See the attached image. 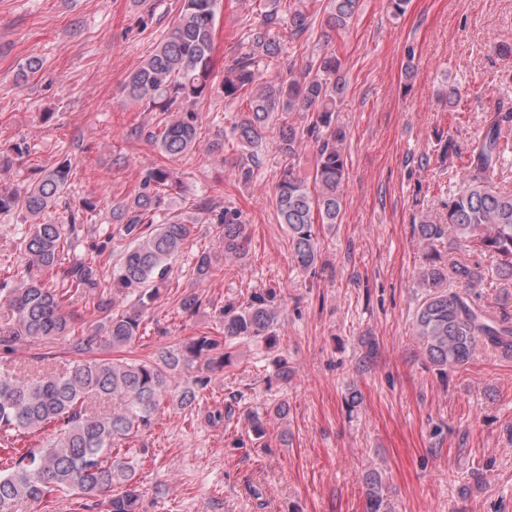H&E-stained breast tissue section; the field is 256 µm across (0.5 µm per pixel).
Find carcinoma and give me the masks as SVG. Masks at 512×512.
I'll list each match as a JSON object with an SVG mask.
<instances>
[{
	"label": "carcinoma",
	"instance_id": "obj_1",
	"mask_svg": "<svg viewBox=\"0 0 512 512\" xmlns=\"http://www.w3.org/2000/svg\"><path fill=\"white\" fill-rule=\"evenodd\" d=\"M218 0H182L172 30L129 76L126 95L164 115L163 129L148 133L166 154L183 157L198 140L199 113L183 109L211 95V58ZM280 0H268L260 25L248 35L249 48L224 70L220 85L226 100L246 99L249 110L230 129L241 148L235 166L238 181L247 183L260 165L259 151L273 131L284 173L276 185L273 204L278 223L286 226L294 266L303 272L317 268L319 231L341 223L347 179L346 131L337 124L336 108L345 91L342 61L336 52L310 55L299 76L284 82L261 80L260 62H276L283 52L276 30L287 26L288 40L309 33L313 14L305 0H293L288 18L279 14ZM360 0H329L322 23L327 41L346 30ZM303 112L300 128L294 113ZM314 141L312 175L295 173L303 139ZM436 163L453 165L457 155L451 137L435 144ZM512 161V111L499 112L477 135L464 173L443 211L426 213L417 224L426 250L417 283L424 298L415 312L414 336L428 361L440 374L466 365L478 346L512 357V315L476 303L477 288L512 285V190L498 187L495 172ZM72 168L62 162L40 171L22 191L0 190V215L18 213L29 225L23 233L24 263L11 288H0V302L12 311V321L0 326V349L14 351L20 343L72 336L73 317L66 313V293L57 282L98 294L104 335L73 336L75 359L68 367L27 368L0 373V512H13L20 501L49 506L72 497L98 512H140L136 467L121 452V442L150 428L164 408L193 409L209 384L194 377L182 384L174 375L206 357L205 369H224L227 355L210 356L219 342L198 336L176 349L163 348L142 361L92 358L99 347L120 350L140 335L145 308L165 287L171 262L183 254L190 225L164 215L161 189L172 182L164 167L150 170L141 190L112 208V221L128 241L112 284L102 282L93 259L63 267L61 257L73 245L65 225L82 224L95 207L69 212L58 223L46 214L68 193ZM218 225L223 253L203 252L193 264L196 281H207L221 260L243 262L248 255V227L235 207L216 209L208 199L198 202ZM488 254L489 266L462 261L455 251ZM271 289L257 291L246 305H224V339L261 338L277 343L280 313ZM365 512H395L383 491L378 472L365 475Z\"/></svg>",
	"mask_w": 512,
	"mask_h": 512
}]
</instances>
